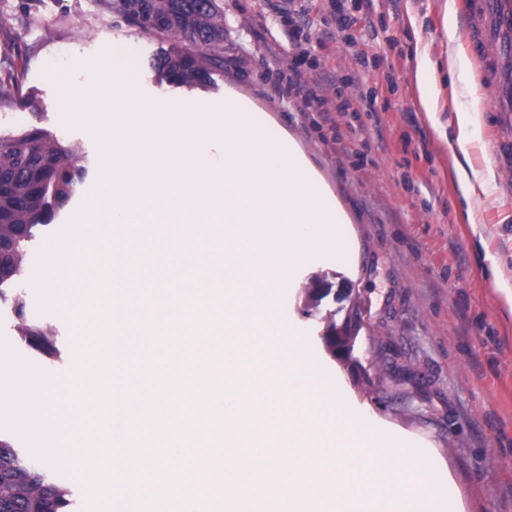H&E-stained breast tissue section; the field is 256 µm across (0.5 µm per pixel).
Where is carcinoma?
<instances>
[{"label":"carcinoma","instance_id":"1","mask_svg":"<svg viewBox=\"0 0 512 512\" xmlns=\"http://www.w3.org/2000/svg\"><path fill=\"white\" fill-rule=\"evenodd\" d=\"M99 10L141 32L171 40L152 60L159 77L194 90L212 83L224 69V8L219 0H96ZM176 15L165 27L151 16ZM32 103L13 72L0 77V105ZM73 149L46 128L0 135V299L20 272L25 246L34 230L48 225L55 209L73 193L78 169ZM28 345L42 353L53 349L46 331L27 324ZM328 343L337 352L350 351L351 330L331 326ZM65 490L50 482L13 444L0 437V512H67Z\"/></svg>","mask_w":512,"mask_h":512}]
</instances>
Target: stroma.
Returning <instances> with one entry per match:
<instances>
[{"label":"stroma","instance_id":"stroma-1","mask_svg":"<svg viewBox=\"0 0 512 512\" xmlns=\"http://www.w3.org/2000/svg\"><path fill=\"white\" fill-rule=\"evenodd\" d=\"M224 70L213 84L192 91L158 82L150 63L161 46L115 18L95 0H36L40 27L27 30L17 7L0 0V59L26 67L25 87L38 107L16 103L0 115V134L45 127L80 158L82 175L51 225L27 247L17 289L0 305V362L63 374L73 363L71 325L29 294L45 278L57 244L71 234L100 174L98 144L82 116L57 108L58 88L46 64H68L75 86L110 64V49L139 61L140 92L148 100L204 104L241 94L290 134L325 179L351 220L350 259L342 265L317 256L296 273L284 315L340 375L366 419L406 431L430 449L460 499V512H512V168L498 170L485 190L465 194L460 168H489L512 124L486 115L475 140L460 144L456 114L470 108V94L486 98L481 64L463 37L467 0H314L310 59L291 95L277 74L287 72L288 35L267 0H222ZM355 22L348 33L326 34L337 7ZM435 66L436 107L426 113L414 79L416 54ZM456 59H449V52ZM369 56L360 69L358 54ZM358 74L345 87L354 110L321 114L305 110L308 90ZM327 277L348 286L350 299H325L305 316L306 285ZM360 303L361 329L350 359L328 351L318 323L327 314L343 321ZM50 331L61 352L51 360L20 339L22 320ZM8 438L48 478L67 489L70 512H83L84 490L51 466L37 442L9 419Z\"/></svg>","mask_w":512,"mask_h":512}]
</instances>
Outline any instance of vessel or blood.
Segmentation results:
<instances>
[{
    "label": "vessel or blood",
    "instance_id": "vessel-or-blood-1",
    "mask_svg": "<svg viewBox=\"0 0 512 512\" xmlns=\"http://www.w3.org/2000/svg\"><path fill=\"white\" fill-rule=\"evenodd\" d=\"M465 37L484 63L492 111L512 119V0H469Z\"/></svg>",
    "mask_w": 512,
    "mask_h": 512
}]
</instances>
